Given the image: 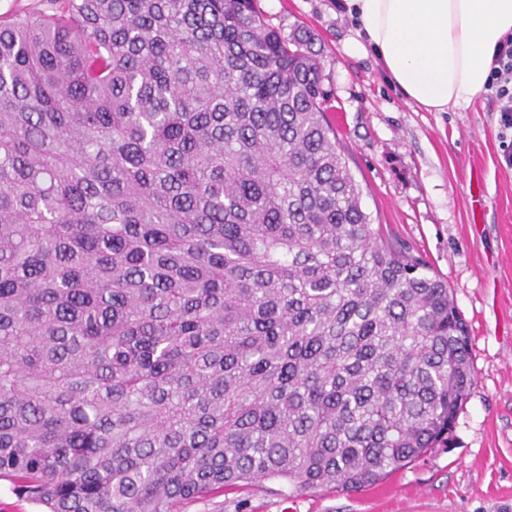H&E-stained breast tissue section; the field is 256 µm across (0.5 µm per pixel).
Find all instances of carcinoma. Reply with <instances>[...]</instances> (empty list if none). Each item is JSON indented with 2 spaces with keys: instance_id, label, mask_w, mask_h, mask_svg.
<instances>
[{
  "instance_id": "1",
  "label": "carcinoma",
  "mask_w": 512,
  "mask_h": 512,
  "mask_svg": "<svg viewBox=\"0 0 512 512\" xmlns=\"http://www.w3.org/2000/svg\"><path fill=\"white\" fill-rule=\"evenodd\" d=\"M47 5L0 18V479L179 512L435 447L466 325L363 211L310 32L257 0Z\"/></svg>"
}]
</instances>
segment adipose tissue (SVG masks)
I'll return each mask as SVG.
<instances>
[{"mask_svg":"<svg viewBox=\"0 0 512 512\" xmlns=\"http://www.w3.org/2000/svg\"><path fill=\"white\" fill-rule=\"evenodd\" d=\"M356 36L389 79L428 112L470 105L485 89L495 49L512 33V0H344Z\"/></svg>","mask_w":512,"mask_h":512,"instance_id":"1","label":"adipose tissue"}]
</instances>
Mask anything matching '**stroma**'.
Segmentation results:
<instances>
[{"instance_id":"35a3bbf8","label":"stroma","mask_w":512,"mask_h":512,"mask_svg":"<svg viewBox=\"0 0 512 512\" xmlns=\"http://www.w3.org/2000/svg\"><path fill=\"white\" fill-rule=\"evenodd\" d=\"M272 25L316 36L327 119L372 224L448 282L465 319L475 384L448 443L383 482L295 493L270 479L184 505L183 512H512V130L480 95L427 112L408 102L374 54H350L338 0H260Z\"/></svg>"}]
</instances>
